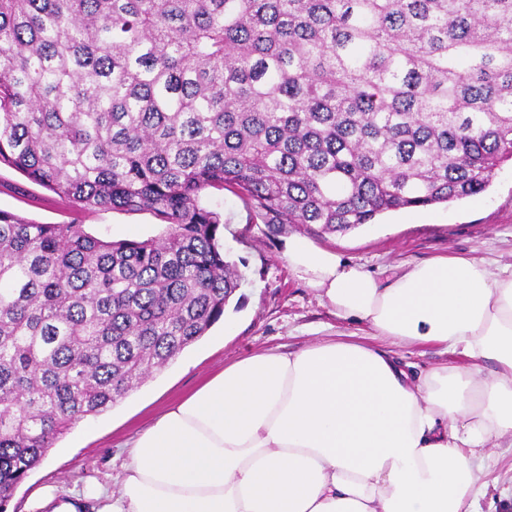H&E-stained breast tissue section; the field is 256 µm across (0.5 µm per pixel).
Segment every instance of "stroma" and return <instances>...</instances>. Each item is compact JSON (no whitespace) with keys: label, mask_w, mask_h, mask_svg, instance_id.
Here are the masks:
<instances>
[{"label":"stroma","mask_w":512,"mask_h":512,"mask_svg":"<svg viewBox=\"0 0 512 512\" xmlns=\"http://www.w3.org/2000/svg\"><path fill=\"white\" fill-rule=\"evenodd\" d=\"M204 202L223 212L225 250L232 260L246 265L248 282L241 290V305L228 306L224 319L192 345L195 367L186 368L182 359H175L111 409L95 416L92 432L85 435L74 427L63 435L58 444L65 447V454L48 453L17 488L9 512H29L46 486L60 493L98 486L117 489L126 445L169 404L239 358L271 350L290 353L335 340L387 346L367 327L337 318L319 291L291 270L283 252L292 234H302L375 273L447 254L474 256L492 265L512 261L511 162L502 165L491 186L479 196L391 212L344 233H325L316 224L264 223L245 200L226 190H209ZM0 210L42 224H81L94 235L114 240L146 238L160 232L149 213L84 208L5 165H0ZM390 349L396 359L412 365L419 374L450 362L467 363L465 357L448 354L433 342ZM488 453L494 464L486 476L490 489L481 507L483 512H499V489L512 484V448L492 447Z\"/></svg>","instance_id":"obj_1"}]
</instances>
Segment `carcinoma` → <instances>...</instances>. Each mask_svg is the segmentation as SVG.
<instances>
[{
  "label": "carcinoma",
  "instance_id": "carcinoma-1",
  "mask_svg": "<svg viewBox=\"0 0 512 512\" xmlns=\"http://www.w3.org/2000/svg\"><path fill=\"white\" fill-rule=\"evenodd\" d=\"M512 160V0H0V165L110 240L0 211V512L78 420L224 317L210 189L346 232ZM0 210L41 224H84L88 232L113 240L146 238L158 235L161 230L158 221L147 212L84 208L59 198L3 164L0 165Z\"/></svg>",
  "mask_w": 512,
  "mask_h": 512
}]
</instances>
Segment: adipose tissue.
<instances>
[{"instance_id": "obj_1", "label": "adipose tissue", "mask_w": 512, "mask_h": 512, "mask_svg": "<svg viewBox=\"0 0 512 512\" xmlns=\"http://www.w3.org/2000/svg\"><path fill=\"white\" fill-rule=\"evenodd\" d=\"M285 255L340 319L470 369L421 376L344 341L254 354L161 413L118 490L48 488L39 512H480L482 450L512 443V263L447 255L384 284L301 235Z\"/></svg>"}]
</instances>
